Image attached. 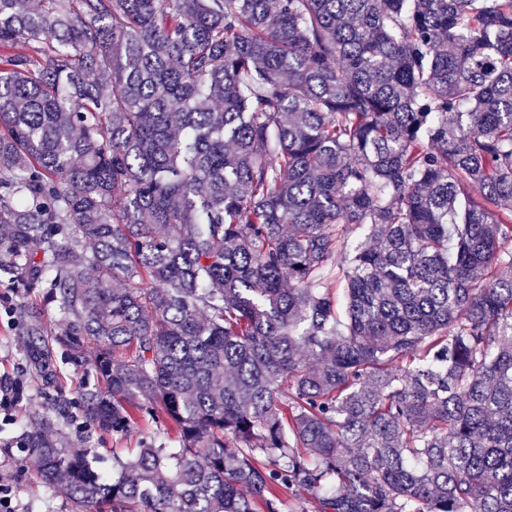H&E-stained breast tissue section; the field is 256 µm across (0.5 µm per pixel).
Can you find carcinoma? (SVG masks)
Instances as JSON below:
<instances>
[{
	"instance_id": "cac0c4a2",
	"label": "carcinoma",
	"mask_w": 512,
	"mask_h": 512,
	"mask_svg": "<svg viewBox=\"0 0 512 512\" xmlns=\"http://www.w3.org/2000/svg\"><path fill=\"white\" fill-rule=\"evenodd\" d=\"M2 278L74 512H512V0H0ZM79 423L81 420L66 423L52 419L47 421L46 431L60 448H96L102 469L112 476L113 465V474L117 475V461L128 458L129 449L136 447L140 435L121 438L111 433H92L87 436L78 432Z\"/></svg>"
}]
</instances>
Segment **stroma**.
Segmentation results:
<instances>
[{"mask_svg": "<svg viewBox=\"0 0 512 512\" xmlns=\"http://www.w3.org/2000/svg\"><path fill=\"white\" fill-rule=\"evenodd\" d=\"M1 292L11 295L14 315L0 318V375L18 377L23 383L25 398L17 406L12 421H0V476L12 481L18 512H71L72 506L64 490L36 481L29 456L15 446V439L25 424L44 414L39 381L23 358L27 341L26 311L31 304L41 302V292L37 289L28 292L4 280L0 281ZM46 431L59 447L95 449L100 466L107 472L118 461L127 459L130 448L137 442L133 435L125 438L109 433L85 435L79 433L74 421L50 420Z\"/></svg>", "mask_w": 512, "mask_h": 512, "instance_id": "stroma-1", "label": "stroma"}]
</instances>
